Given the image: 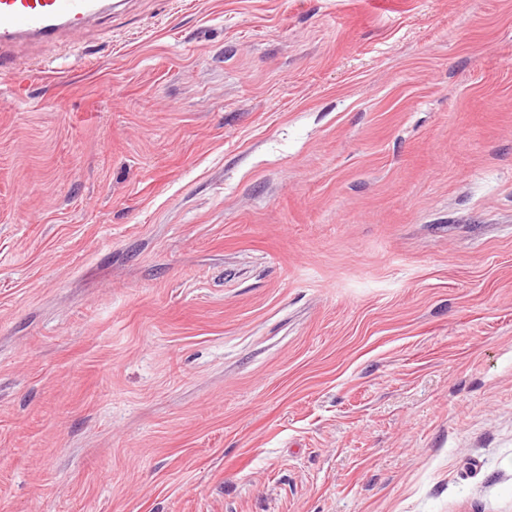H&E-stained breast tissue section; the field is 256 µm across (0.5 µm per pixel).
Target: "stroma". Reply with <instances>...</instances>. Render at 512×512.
<instances>
[{"label": "stroma", "mask_w": 512, "mask_h": 512, "mask_svg": "<svg viewBox=\"0 0 512 512\" xmlns=\"http://www.w3.org/2000/svg\"><path fill=\"white\" fill-rule=\"evenodd\" d=\"M14 55L0 512H512V0H123Z\"/></svg>", "instance_id": "stroma-1"}]
</instances>
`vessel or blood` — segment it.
<instances>
[{"mask_svg":"<svg viewBox=\"0 0 512 512\" xmlns=\"http://www.w3.org/2000/svg\"><path fill=\"white\" fill-rule=\"evenodd\" d=\"M109 8L108 0H0V74L14 68L11 48L79 33L87 20Z\"/></svg>","mask_w":512,"mask_h":512,"instance_id":"1","label":"vessel or blood"}]
</instances>
